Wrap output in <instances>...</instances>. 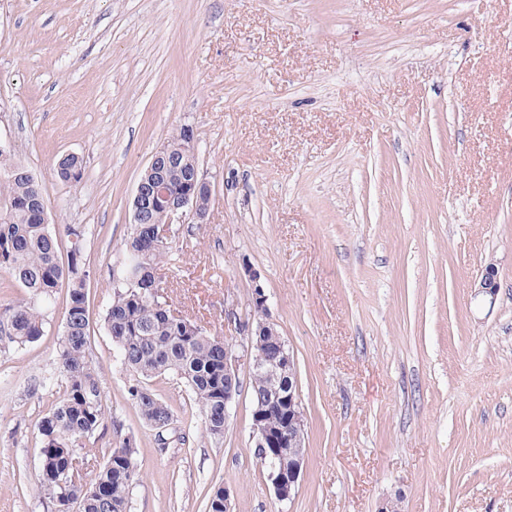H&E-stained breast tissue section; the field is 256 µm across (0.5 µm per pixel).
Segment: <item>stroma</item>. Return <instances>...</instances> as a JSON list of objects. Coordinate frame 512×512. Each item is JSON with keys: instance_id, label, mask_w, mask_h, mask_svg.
Here are the masks:
<instances>
[{"instance_id": "stroma-1", "label": "stroma", "mask_w": 512, "mask_h": 512, "mask_svg": "<svg viewBox=\"0 0 512 512\" xmlns=\"http://www.w3.org/2000/svg\"><path fill=\"white\" fill-rule=\"evenodd\" d=\"M188 125L213 192L156 271L211 335L267 313L296 358L306 456L279 500L243 385L211 439L175 376L148 385L181 442L160 451L103 324L141 173ZM0 137L42 183L52 231L81 224L91 355L132 437L131 512H512V0H0ZM84 160L79 185L59 160ZM494 267L495 295L479 293ZM66 292L43 336L0 354V512H53L38 423Z\"/></svg>"}]
</instances>
